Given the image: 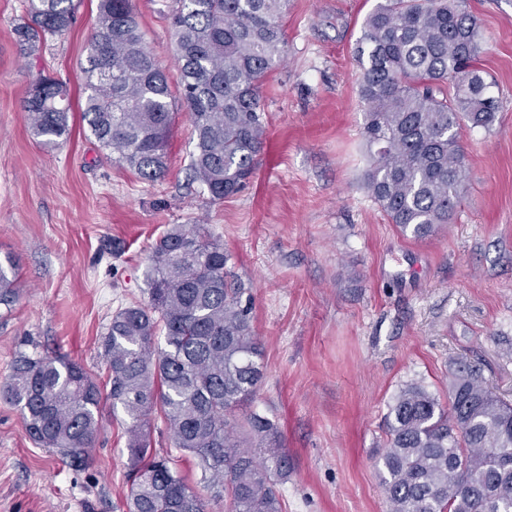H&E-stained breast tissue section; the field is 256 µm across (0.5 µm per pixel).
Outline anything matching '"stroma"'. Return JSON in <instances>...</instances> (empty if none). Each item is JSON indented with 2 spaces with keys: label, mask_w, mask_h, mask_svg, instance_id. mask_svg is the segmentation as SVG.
I'll return each mask as SVG.
<instances>
[{
  "label": "stroma",
  "mask_w": 512,
  "mask_h": 512,
  "mask_svg": "<svg viewBox=\"0 0 512 512\" xmlns=\"http://www.w3.org/2000/svg\"><path fill=\"white\" fill-rule=\"evenodd\" d=\"M378 0H290L286 62L261 87L267 138L254 175L211 202L189 181L194 143L173 115L169 169L139 179L84 131L80 66L98 0L36 51L14 28L25 0H0V257L13 255L19 298L0 309V383L18 353H62L106 381L100 345L113 314L146 302L150 248L171 224H201L230 253L263 345L253 406L279 423L293 469L283 512H387L377 461L398 390L448 391L453 362L479 365L512 401V0H467L483 42L480 66L500 105L492 129L467 128V174L451 224L424 241L403 236L363 185L368 147L353 48ZM148 48L173 57L172 0H132ZM62 81L70 139L30 135L24 100L39 75ZM129 425L101 403L86 466L35 444L18 407L0 399V512H123Z\"/></svg>",
  "instance_id": "obj_1"
}]
</instances>
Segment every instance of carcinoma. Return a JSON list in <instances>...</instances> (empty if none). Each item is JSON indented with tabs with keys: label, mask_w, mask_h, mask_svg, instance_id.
I'll return each instance as SVG.
<instances>
[{
	"label": "carcinoma",
	"mask_w": 512,
	"mask_h": 512,
	"mask_svg": "<svg viewBox=\"0 0 512 512\" xmlns=\"http://www.w3.org/2000/svg\"><path fill=\"white\" fill-rule=\"evenodd\" d=\"M23 43L61 35L74 0H27ZM464 0H381L354 55L361 70L364 187L403 235L425 240L453 216L466 177L465 127L491 129L499 104L478 66L481 30ZM288 0H175L171 40L179 95L146 48L131 0H99L98 28L82 66L81 121L112 160L156 181L168 169L173 112L189 111V171L214 202L254 173L267 137L260 88L282 60ZM24 101L28 130L46 147L71 136L67 89L47 76ZM448 85L452 92H443ZM224 244L199 224H173L151 248L149 300L112 316L101 337L107 398L129 421L132 471L126 512H205L197 491L152 448L155 411L174 447L194 457L200 482L225 512H283L278 485L290 459L278 423L238 411L263 379L262 348L228 279ZM18 296L15 259H0V306ZM163 334L165 346L155 345ZM0 397L19 407L31 438L72 463L89 460L101 430L102 390L64 354L16 357ZM380 456L389 512H512V402L480 370L461 364L448 400L423 386L400 389L386 416Z\"/></svg>",
	"instance_id": "cac0c4a2"
}]
</instances>
